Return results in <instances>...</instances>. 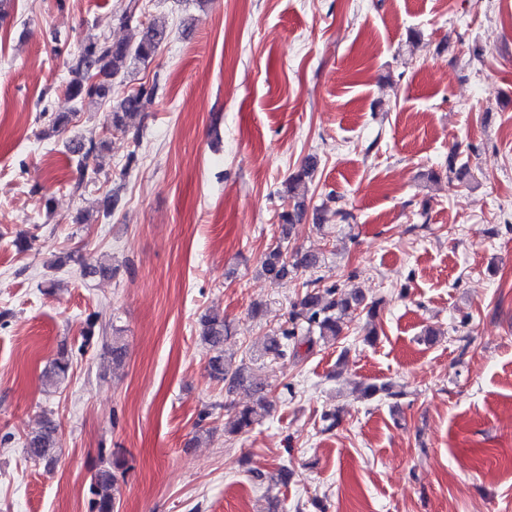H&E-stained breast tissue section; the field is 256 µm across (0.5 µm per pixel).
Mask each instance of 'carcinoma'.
<instances>
[{"label":"carcinoma","mask_w":512,"mask_h":512,"mask_svg":"<svg viewBox=\"0 0 512 512\" xmlns=\"http://www.w3.org/2000/svg\"><path fill=\"white\" fill-rule=\"evenodd\" d=\"M168 40L167 29L151 23L141 29L139 40L131 45L127 42H114L107 37L85 42L79 55L70 67V79L64 88L65 99L75 106L111 104L110 116L112 125L117 129L126 128V119L145 110L152 102L156 86H140L112 103V82L119 74L128 70L134 62L145 63L151 60L160 47ZM78 116L75 107L66 112H54L49 116L51 132L59 133L72 123ZM104 147V143L93 140L88 143L79 142L72 151L79 154L80 170H85L89 159L94 158ZM457 150L448 154L446 172L463 180L470 176L465 163L458 160ZM315 167L313 159H307L301 167L288 178V209L281 213L282 239L265 253L260 262V273L272 281L286 278L290 269L316 267L320 257L316 253L307 252L302 255L288 256V247L284 240L288 238L290 227L299 224L305 217V194L299 188L306 185V178ZM305 291L292 304L288 321L266 339L264 354L272 359H284L288 355H297V350L290 345L305 344L309 347L317 340H336L342 335L346 323L355 317L364 315L368 324H373L380 301L365 302L361 292L354 289L346 292L337 284L324 282L323 278L303 283ZM228 335L224 317L208 314L200 320V337L212 352L207 363L211 379L222 382L231 388L242 387L248 382L245 364L236 367L224 355V337ZM107 354L112 365L120 367L125 362L126 350L120 337L114 336L104 340ZM71 359L67 351L58 353L44 373L45 382L56 386L68 376ZM272 403L264 396L253 404L234 408L230 420L224 424V432L230 436L249 432L258 421L270 411ZM57 424L51 418H44L39 427L25 441L27 456L34 461L53 463L57 444ZM118 462L111 468L98 470L91 479L89 486L90 512H115V488L118 482Z\"/></svg>","instance_id":"cac0c4a2"}]
</instances>
